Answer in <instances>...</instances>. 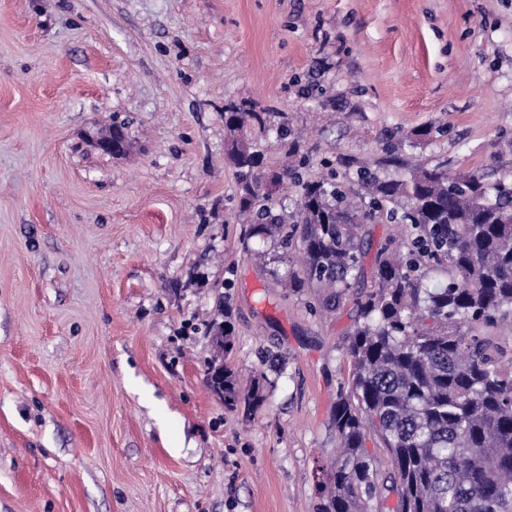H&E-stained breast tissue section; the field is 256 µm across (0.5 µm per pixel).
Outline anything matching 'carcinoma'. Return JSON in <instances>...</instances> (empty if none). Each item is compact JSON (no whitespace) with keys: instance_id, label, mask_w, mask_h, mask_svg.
<instances>
[{"instance_id":"1","label":"carcinoma","mask_w":512,"mask_h":512,"mask_svg":"<svg viewBox=\"0 0 512 512\" xmlns=\"http://www.w3.org/2000/svg\"><path fill=\"white\" fill-rule=\"evenodd\" d=\"M269 121L224 109L245 237L288 256L286 284L310 291V310L353 317L332 415L341 452L316 512H512V170L387 173L400 166L389 148L357 168L356 206L335 172L267 181L247 131ZM285 181L299 191L289 215L267 203ZM374 223L395 234L372 253ZM223 369L224 405L253 421L263 386Z\"/></svg>"}]
</instances>
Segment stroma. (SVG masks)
<instances>
[{
    "label": "stroma",
    "mask_w": 512,
    "mask_h": 512,
    "mask_svg": "<svg viewBox=\"0 0 512 512\" xmlns=\"http://www.w3.org/2000/svg\"><path fill=\"white\" fill-rule=\"evenodd\" d=\"M231 104L284 114L270 170L511 167L512 0H0V512H316L351 319L243 242ZM225 307L248 424L206 381ZM112 129H115V132L120 136H124L125 139L113 134ZM126 142L130 145L125 129L120 125H113L96 139L97 147L108 154H124L127 150Z\"/></svg>",
    "instance_id": "1"
}]
</instances>
